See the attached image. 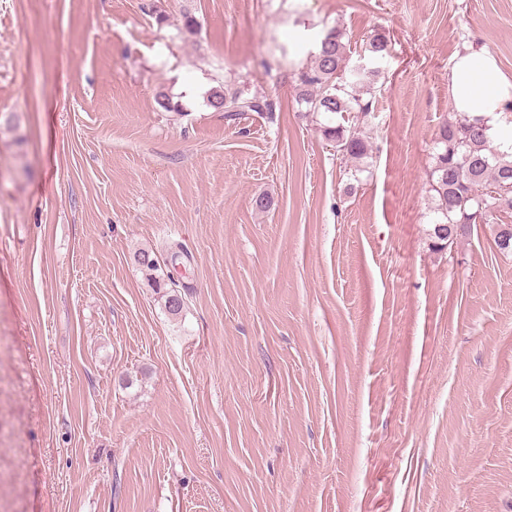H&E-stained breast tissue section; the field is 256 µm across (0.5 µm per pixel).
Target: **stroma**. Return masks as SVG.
<instances>
[{"instance_id": "1", "label": "stroma", "mask_w": 512, "mask_h": 512, "mask_svg": "<svg viewBox=\"0 0 512 512\" xmlns=\"http://www.w3.org/2000/svg\"><path fill=\"white\" fill-rule=\"evenodd\" d=\"M336 26L389 41L355 179L296 98ZM471 45L512 80V0H0V512H512V254L427 239ZM206 104L216 112H224V118L234 121L248 112L270 115L274 112L273 102L267 97L246 96L244 91L224 84L211 89L206 96ZM134 261L141 270L151 276L149 280H152L153 287L156 288L157 291L156 293H162L160 298L163 302V309L165 312L172 318L178 317L182 313L185 304L182 297V291L185 296V292L188 287L176 283L171 278H168L169 281H165L154 275L155 272L160 269L161 264L158 254L153 249H139L134 253ZM178 294L181 296L180 302H177Z\"/></svg>"}]
</instances>
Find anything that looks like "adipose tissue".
<instances>
[{"mask_svg": "<svg viewBox=\"0 0 512 512\" xmlns=\"http://www.w3.org/2000/svg\"><path fill=\"white\" fill-rule=\"evenodd\" d=\"M449 84L455 110L481 119L492 139L512 152V81L495 58L483 49H464L456 57Z\"/></svg>", "mask_w": 512, "mask_h": 512, "instance_id": "1", "label": "adipose tissue"}]
</instances>
